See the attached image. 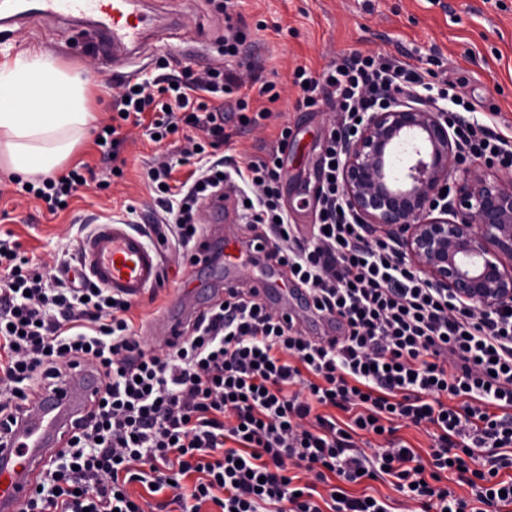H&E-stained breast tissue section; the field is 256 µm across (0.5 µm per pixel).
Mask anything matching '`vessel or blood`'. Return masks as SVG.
Masks as SVG:
<instances>
[{
    "instance_id": "b4317fda",
    "label": "vessel or blood",
    "mask_w": 512,
    "mask_h": 512,
    "mask_svg": "<svg viewBox=\"0 0 512 512\" xmlns=\"http://www.w3.org/2000/svg\"><path fill=\"white\" fill-rule=\"evenodd\" d=\"M35 15L91 22L90 43L95 53L120 65L134 64L147 41V18L139 0H0V24L13 25ZM197 249L196 266L207 270L213 253L231 254L237 243L204 237ZM80 270L112 292L137 300L158 283L159 253L130 225L110 222L95 225L79 246ZM220 288L182 289L158 323L161 335L180 340L200 312L207 310ZM102 389L99 375L80 366L35 396L13 426L0 432V512H22L34 480L54 449L63 447L77 422Z\"/></svg>"
}]
</instances>
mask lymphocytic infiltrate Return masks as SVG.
<instances>
[{
  "label": "lymphocytic infiltrate",
  "mask_w": 512,
  "mask_h": 512,
  "mask_svg": "<svg viewBox=\"0 0 512 512\" xmlns=\"http://www.w3.org/2000/svg\"><path fill=\"white\" fill-rule=\"evenodd\" d=\"M314 106L326 93L337 126L320 159L318 222L302 237L282 202L289 128L245 165L232 156L206 163L185 189L170 190L176 164L229 139L228 121L256 126L280 95L253 112L228 68L181 66L172 84L125 82L101 129L110 166L60 175L11 176L57 213L80 189L109 188L126 160L123 122L182 134L177 156L146 173L159 205L149 243L194 260L205 234L200 212L233 192L246 224L261 227L267 259L291 267L318 315L345 324L342 336L306 335L293 317L232 288L187 326L178 341L143 344L131 300L85 277L22 256L0 238V425L15 422L32 395L88 366L102 393L82 427L38 477L23 512H392L386 500L346 484L389 482L406 512H501L512 504V312L486 314L435 288L396 242L369 237L348 209L339 180L342 140L388 89L410 93L424 76L408 64L356 54L320 76L295 71ZM461 157L512 164V140L491 127L457 122ZM429 431L427 455L398 437L400 426ZM138 482L152 502L129 493Z\"/></svg>",
  "instance_id": "obj_1"
}]
</instances>
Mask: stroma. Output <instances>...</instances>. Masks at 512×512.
<instances>
[{
	"label": "stroma",
	"instance_id": "stroma-1",
	"mask_svg": "<svg viewBox=\"0 0 512 512\" xmlns=\"http://www.w3.org/2000/svg\"><path fill=\"white\" fill-rule=\"evenodd\" d=\"M146 13L156 24L177 14L183 40L145 49L138 75L154 79L167 75V58L192 55L196 69L223 65L221 40L224 17L212 0H144ZM239 12L248 39L236 58L242 72L275 82L280 99L268 104L250 90L252 109L271 107L273 115L257 128L227 125L228 144L217 155H233L245 163L271 142L281 126H289L288 156L283 176V199L293 224L309 234L316 222L313 209L293 207L300 197H315V168L321 146L333 125L327 100L305 107L303 94L293 83L295 68L320 72L329 63L343 62L353 53L389 57L431 70L436 80L459 83L460 93L471 103L469 121L488 124L512 136V0H239ZM87 27L53 18H32L0 32V56L37 48L89 82L91 107L97 122L109 123L115 87L125 80L124 70L106 68L88 46ZM168 142H153L145 127H130L123 155L124 176L111 187L83 190L69 207L49 214L44 203L15 193L9 172L0 167V212L9 218L0 229L12 231L27 257L50 260L52 255L75 249L85 222L100 224L122 218L135 208V221L146 225L156 209L144 174L155 155L168 150ZM208 287L185 269L167 281L156 301H135V320L154 324L174 302L181 284Z\"/></svg>",
	"mask_w": 512,
	"mask_h": 512
}]
</instances>
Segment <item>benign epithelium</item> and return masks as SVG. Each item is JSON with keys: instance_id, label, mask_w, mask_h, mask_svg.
<instances>
[{"instance_id": "1", "label": "benign epithelium", "mask_w": 512, "mask_h": 512, "mask_svg": "<svg viewBox=\"0 0 512 512\" xmlns=\"http://www.w3.org/2000/svg\"><path fill=\"white\" fill-rule=\"evenodd\" d=\"M346 138L344 198L370 234L448 294L491 313L512 306V169L460 162L453 121L392 95Z\"/></svg>"}]
</instances>
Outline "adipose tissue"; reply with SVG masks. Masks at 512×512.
I'll use <instances>...</instances> for the list:
<instances>
[{"label": "adipose tissue", "mask_w": 512, "mask_h": 512, "mask_svg": "<svg viewBox=\"0 0 512 512\" xmlns=\"http://www.w3.org/2000/svg\"><path fill=\"white\" fill-rule=\"evenodd\" d=\"M93 119L80 74L35 49L0 60V160L12 172L53 174Z\"/></svg>", "instance_id": "adipose-tissue-1"}]
</instances>
